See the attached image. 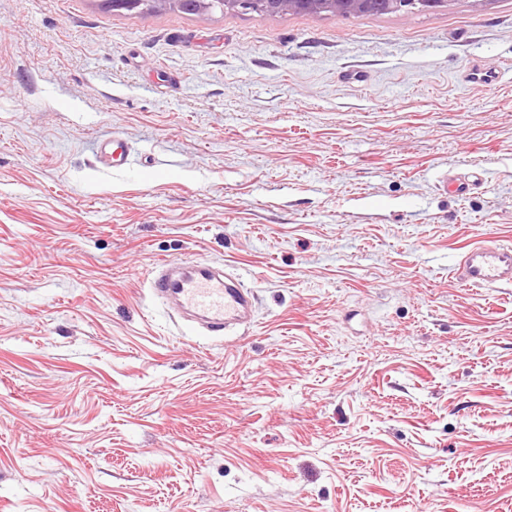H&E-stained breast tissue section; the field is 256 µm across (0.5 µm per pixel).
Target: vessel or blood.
<instances>
[{
	"label": "vessel or blood",
	"instance_id": "obj_1",
	"mask_svg": "<svg viewBox=\"0 0 512 512\" xmlns=\"http://www.w3.org/2000/svg\"><path fill=\"white\" fill-rule=\"evenodd\" d=\"M455 276L471 288L512 286V246L494 240L474 243L461 256ZM150 285L154 296L200 320L210 333L242 322L254 302L252 291L240 280L203 260L160 263Z\"/></svg>",
	"mask_w": 512,
	"mask_h": 512
}]
</instances>
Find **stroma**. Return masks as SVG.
Segmentation results:
<instances>
[{"label": "stroma", "mask_w": 512, "mask_h": 512, "mask_svg": "<svg viewBox=\"0 0 512 512\" xmlns=\"http://www.w3.org/2000/svg\"><path fill=\"white\" fill-rule=\"evenodd\" d=\"M486 238L512 0H0V512H512V287L450 273ZM183 258L251 324L185 328L149 287ZM377 0H113L108 3L112 11L139 9L140 12L182 10L196 15H206L216 9L252 13L264 11L271 15L306 12L312 15L359 17L372 11ZM258 15H264L258 13ZM370 14H389L372 11ZM455 2L456 0H383L381 3L387 11L397 13L448 8Z\"/></svg>", "instance_id": "35a3bbf8"}]
</instances>
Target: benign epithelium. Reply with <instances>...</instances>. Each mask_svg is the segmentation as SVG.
Returning a JSON list of instances; mask_svg holds the SVG:
<instances>
[{
    "instance_id": "benign-epithelium-1",
    "label": "benign epithelium",
    "mask_w": 512,
    "mask_h": 512,
    "mask_svg": "<svg viewBox=\"0 0 512 512\" xmlns=\"http://www.w3.org/2000/svg\"><path fill=\"white\" fill-rule=\"evenodd\" d=\"M456 0H383L391 13L425 11L449 7ZM376 0H112V10L141 12L182 10L206 15L219 9L252 13L264 11L272 15L306 12L312 15L352 16L373 10Z\"/></svg>"
}]
</instances>
